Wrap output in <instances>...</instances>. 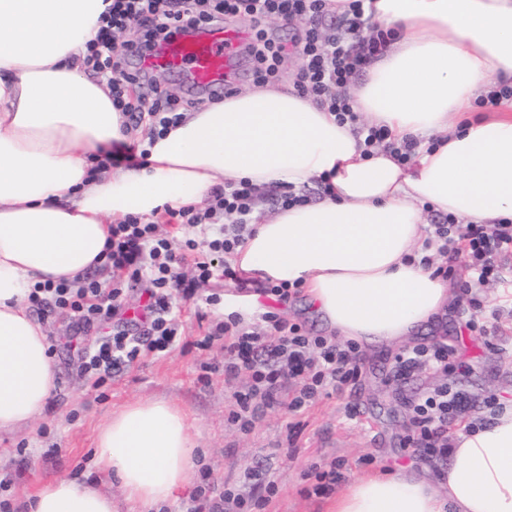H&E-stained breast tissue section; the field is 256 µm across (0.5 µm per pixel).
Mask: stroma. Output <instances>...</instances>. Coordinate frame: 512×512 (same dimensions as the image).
<instances>
[{
    "label": "stroma",
    "instance_id": "35a3bbf8",
    "mask_svg": "<svg viewBox=\"0 0 512 512\" xmlns=\"http://www.w3.org/2000/svg\"><path fill=\"white\" fill-rule=\"evenodd\" d=\"M163 91L185 110L199 105L203 97L191 93L175 74L154 72L142 78L139 92L153 98ZM434 266L451 268L447 283L453 290L445 316L420 336L418 346L444 342L456 357L447 373L420 372L407 380L395 379L393 356L398 347L381 344L358 353L362 374L353 386L320 397L299 414L286 409L267 411L248 434L228 422L232 395L242 381L224 380V349L214 343L203 349L199 340L224 318L225 294L233 284L220 279L201 287L197 299L176 300L178 320L194 343L187 350H173L160 357H145L112 380L95 388L79 373V364L67 347L68 323L48 318V335L57 375V388L41 418L14 433L0 435V479L12 477L0 490L10 512H22L25 499L43 483L56 479L94 483L111 496L115 512H128L123 491L116 480L96 466V438L112 414L136 401L163 399L189 415L200 448L191 486L161 512H186L195 490L238 484L244 471L263 464L276 490L256 512H332L335 495L315 496L313 466L334 461L341 465L343 485L399 465L431 467L441 473L445 459L419 454L409 459L403 446L410 429L407 402L428 388L448 382L470 393L478 402L471 417L485 418L483 402L512 400V295L504 285H473L462 294L454 272L463 257L434 256ZM218 300L206 304L205 299ZM205 311L198 320L197 311Z\"/></svg>",
    "mask_w": 512,
    "mask_h": 512
}]
</instances>
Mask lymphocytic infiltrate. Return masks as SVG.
Wrapping results in <instances>:
<instances>
[{"mask_svg":"<svg viewBox=\"0 0 512 512\" xmlns=\"http://www.w3.org/2000/svg\"><path fill=\"white\" fill-rule=\"evenodd\" d=\"M364 2L349 0L340 12L334 0H113L96 38L88 44V60L111 84L115 106L135 122H149L151 135H161L181 119L179 105L168 96L150 103L125 97L124 85L139 83L141 76L124 64L131 43L113 44V32L139 25L145 43L155 44L178 31L246 17L251 35L245 51L252 62L254 82L278 81L285 57L295 54L298 90L326 104L340 123L354 125L364 137L365 154L383 150L405 165L415 153L416 140L396 144L389 141L383 128L362 125L345 92L356 71L387 48L386 32L377 27L365 31ZM335 12L346 27L325 33L322 22ZM271 17L305 20L303 36L291 43L283 40L265 28V20ZM257 199L258 189L253 184L228 182L213 189L210 207L169 210V218L204 233L202 239H186L179 248L161 232L159 224L128 217L113 225L105 248L102 268L109 272V279L39 283L29 301L40 314L69 318L67 346L88 380L102 385L140 357L162 356L179 346L184 331L176 318L173 292L193 298L200 286L218 275L239 289L248 287V279L232 266L231 258L251 232L249 221ZM424 247L422 266H432L437 255L461 254L466 271L477 283H497L503 279L498 259L512 253V224H463L452 217L431 225ZM183 265L190 267V275L180 273ZM133 287L140 290L141 315L130 319L125 297ZM261 320L256 327L232 316L203 338L207 344L223 341L225 381L244 374L249 377L245 389L235 393L227 416L228 422L246 433L254 429L262 411L284 406L289 412H301L320 396L342 391L360 374L355 343L305 335L299 325L272 311L263 312ZM451 354L441 343L400 350L393 360L394 376L407 379L421 371L447 370ZM473 405L469 393L448 383L423 392L410 402L412 429L405 447L432 456L447 455L449 426ZM243 482L244 489L202 497L194 512H252L260 505L252 493L253 486L262 482L258 468L247 469Z\"/></svg>","mask_w":512,"mask_h":512,"instance_id":"obj_1","label":"lymphocytic infiltrate"}]
</instances>
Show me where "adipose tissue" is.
Returning a JSON list of instances; mask_svg holds the SVG:
<instances>
[{
	"label": "adipose tissue",
	"instance_id": "obj_1",
	"mask_svg": "<svg viewBox=\"0 0 512 512\" xmlns=\"http://www.w3.org/2000/svg\"><path fill=\"white\" fill-rule=\"evenodd\" d=\"M112 0H0V432L26 427L56 387L45 327L30 311L36 283L101 267L113 225L197 204L223 182L301 190L320 201L257 214L232 259L254 279L304 288L336 336L369 348L401 343L452 296L421 248L420 206L474 224L512 221V102L466 120L473 101L512 81V0H371L393 33L354 91L366 122L418 141L413 163L365 155L349 124L287 87L207 102L144 166L91 169L94 152L129 137L106 80L89 75L87 43ZM448 491L414 469L361 478L335 512H512V401L457 433ZM196 435L165 400L137 401L102 427L96 463L116 477L129 512H157L190 484ZM29 512H114L94 484L45 483Z\"/></svg>",
	"mask_w": 512,
	"mask_h": 512
}]
</instances>
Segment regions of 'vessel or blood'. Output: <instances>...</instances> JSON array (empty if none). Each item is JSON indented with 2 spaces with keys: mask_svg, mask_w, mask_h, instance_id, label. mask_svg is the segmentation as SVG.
I'll use <instances>...</instances> for the list:
<instances>
[{
  "mask_svg": "<svg viewBox=\"0 0 512 512\" xmlns=\"http://www.w3.org/2000/svg\"><path fill=\"white\" fill-rule=\"evenodd\" d=\"M246 31L224 24L175 33L137 58L140 68L177 74L194 91H207L230 81Z\"/></svg>",
  "mask_w": 512,
  "mask_h": 512,
  "instance_id": "vessel-or-blood-1",
  "label": "vessel or blood"
}]
</instances>
